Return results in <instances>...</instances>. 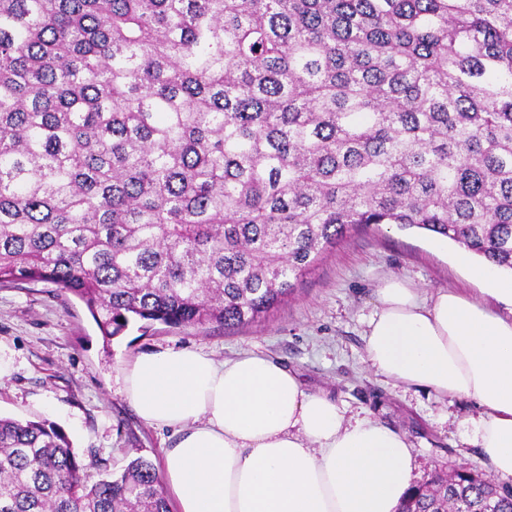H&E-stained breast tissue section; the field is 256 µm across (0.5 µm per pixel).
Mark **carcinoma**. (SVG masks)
Returning <instances> with one entry per match:
<instances>
[{"mask_svg":"<svg viewBox=\"0 0 512 512\" xmlns=\"http://www.w3.org/2000/svg\"><path fill=\"white\" fill-rule=\"evenodd\" d=\"M370 224L512 273V0H0V285L75 295L108 343L239 326ZM102 466L0 416V512H169L151 461Z\"/></svg>","mask_w":512,"mask_h":512,"instance_id":"obj_1","label":"carcinoma"}]
</instances>
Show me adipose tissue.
Wrapping results in <instances>:
<instances>
[{
    "instance_id": "1",
    "label": "adipose tissue",
    "mask_w": 512,
    "mask_h": 512,
    "mask_svg": "<svg viewBox=\"0 0 512 512\" xmlns=\"http://www.w3.org/2000/svg\"><path fill=\"white\" fill-rule=\"evenodd\" d=\"M365 341L374 374L472 401L465 442L482 467L512 482V317L392 276L378 288ZM122 376L138 416L176 437L162 470L176 512H397L413 485L402 434L347 419L263 354L218 361L161 349L126 361Z\"/></svg>"
}]
</instances>
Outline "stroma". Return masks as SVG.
I'll use <instances>...</instances> for the list:
<instances>
[{"label": "stroma", "instance_id": "obj_1", "mask_svg": "<svg viewBox=\"0 0 512 512\" xmlns=\"http://www.w3.org/2000/svg\"><path fill=\"white\" fill-rule=\"evenodd\" d=\"M476 256L430 232L382 225L349 232L328 247L288 299L254 324L147 331L130 325L112 342L103 337L83 301L43 282L0 286V355L11 374L0 382V415L46 419L70 438L79 459L102 460L117 472L141 456L160 463L170 431L146 425L122 392L131 357L158 348L189 347L229 359L262 353L299 375L306 390L327 394L352 418H372L404 434L416 460L415 480L439 470L476 467L461 421L474 415L469 400L446 405L421 388L405 389L367 367L366 321L376 288L397 275L430 292H463L507 317L512 305L471 280Z\"/></svg>", "mask_w": 512, "mask_h": 512}]
</instances>
